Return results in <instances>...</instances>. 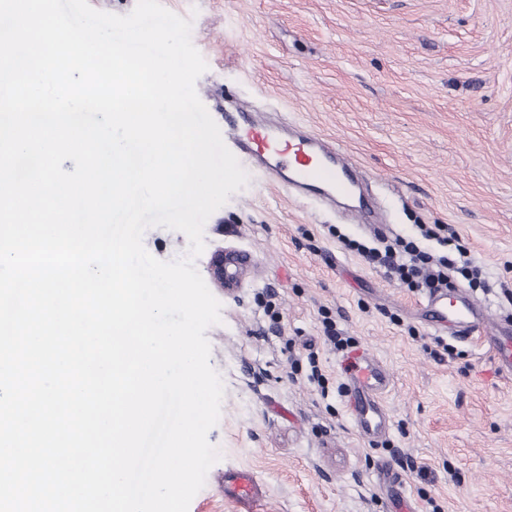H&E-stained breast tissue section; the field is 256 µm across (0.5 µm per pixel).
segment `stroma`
<instances>
[{"label":"stroma","mask_w":512,"mask_h":512,"mask_svg":"<svg viewBox=\"0 0 512 512\" xmlns=\"http://www.w3.org/2000/svg\"><path fill=\"white\" fill-rule=\"evenodd\" d=\"M161 3L192 21L199 98L336 142L379 207L360 223L252 164L207 220L199 274L220 247L252 271L213 291L221 321L206 337L225 394L208 440L221 458L189 512H237L215 482L227 469L259 477L265 512H390L385 460L410 512H512V376L481 342L434 331L423 290L347 246L447 225L482 271L449 272V291L512 320V0ZM329 325L392 374L379 439L353 425Z\"/></svg>","instance_id":"stroma-1"}]
</instances>
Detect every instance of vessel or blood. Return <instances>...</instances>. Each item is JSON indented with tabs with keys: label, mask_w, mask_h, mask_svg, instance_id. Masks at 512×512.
<instances>
[{
	"label": "vessel or blood",
	"mask_w": 512,
	"mask_h": 512,
	"mask_svg": "<svg viewBox=\"0 0 512 512\" xmlns=\"http://www.w3.org/2000/svg\"><path fill=\"white\" fill-rule=\"evenodd\" d=\"M231 140L236 155L263 165L278 183L303 188L316 197L336 199L349 194L352 164L335 143L315 136L280 137L273 129L255 123L241 111L230 118ZM430 324H453L459 337L478 336L487 343L498 370L512 375V329L499 325L475 302L457 301L447 293L428 294ZM342 368L347 380V404L357 431L367 438L386 433L389 414L381 397L392 384L389 371L361 349L348 353ZM260 481L251 471H228L219 492L224 499L242 505L244 512H260Z\"/></svg>",
	"instance_id": "vessel-or-blood-1"
}]
</instances>
